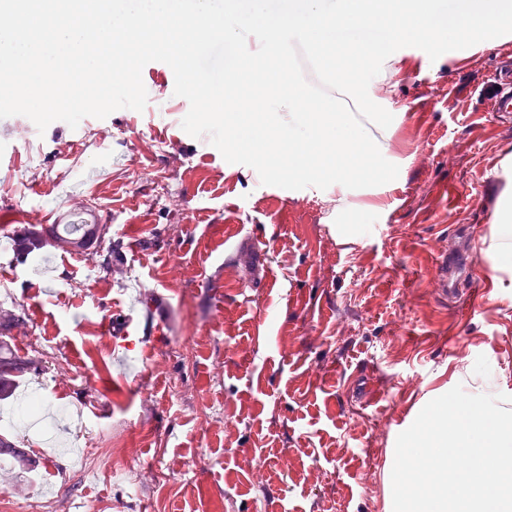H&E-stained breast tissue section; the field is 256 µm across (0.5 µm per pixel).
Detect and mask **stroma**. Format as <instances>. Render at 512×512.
Here are the masks:
<instances>
[{"instance_id":"stroma-1","label":"stroma","mask_w":512,"mask_h":512,"mask_svg":"<svg viewBox=\"0 0 512 512\" xmlns=\"http://www.w3.org/2000/svg\"><path fill=\"white\" fill-rule=\"evenodd\" d=\"M508 41L458 59L403 35L392 147L409 163L385 198L339 219L187 134L157 96L162 62L143 69V111L42 132L0 119V211L18 215L0 222V309L18 319L14 349L45 362L0 413L37 391L47 411L11 434L55 451L26 473L0 461V512H387L396 439L426 403L481 354L512 392V290L483 253L512 155V121L487 108ZM51 213L90 214L124 266L103 270L91 249L17 257V229ZM460 225L491 288L478 306L433 286ZM247 239L269 275L245 288L234 247ZM109 319L138 331L114 341Z\"/></svg>"}]
</instances>
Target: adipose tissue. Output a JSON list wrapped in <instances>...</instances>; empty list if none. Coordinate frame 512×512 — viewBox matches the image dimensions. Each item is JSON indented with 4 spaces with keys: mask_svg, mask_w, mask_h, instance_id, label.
Segmentation results:
<instances>
[{
    "mask_svg": "<svg viewBox=\"0 0 512 512\" xmlns=\"http://www.w3.org/2000/svg\"><path fill=\"white\" fill-rule=\"evenodd\" d=\"M214 0H195L194 16L198 28L217 30L225 40L245 50L251 70L267 76L268 92L260 104V114L274 129L286 149H250L248 159L257 177L287 176L289 183L303 192L322 198L333 211L344 213L354 198L366 193H381L387 176L401 177L407 159L391 147L393 132L402 114L393 107L390 92L395 86L401 55L380 54L369 46L357 44L342 53L337 65L323 72L324 82L334 87L336 100L319 102L317 111L306 109V97L300 92H282V71L273 69L270 52L282 33L307 37V29L279 22L255 26L233 14L217 18ZM323 0H304L305 14L315 27L325 28L374 17L386 18L394 31L401 33L407 19L420 15L418 0H336L335 9L323 12ZM129 13L100 12L96 24H88L82 15L67 17L54 31L52 45L39 40L17 39L8 27L0 26V47L10 53L40 59L39 86L51 92L62 79L58 58L85 53L94 44L109 45L134 40ZM423 39L438 43L457 42L459 53H468L480 32L501 33L512 30V15L486 10L465 21L463 29L441 34L427 25H417ZM491 271L512 268V199L504 198L491 226L487 251Z\"/></svg>",
    "mask_w": 512,
    "mask_h": 512,
    "instance_id": "1",
    "label": "adipose tissue"
}]
</instances>
